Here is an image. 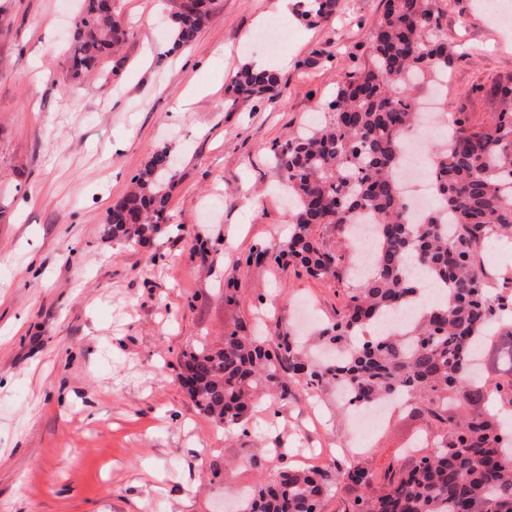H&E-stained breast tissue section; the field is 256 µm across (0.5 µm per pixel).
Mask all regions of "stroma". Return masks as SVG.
<instances>
[{
  "label": "stroma",
  "instance_id": "35a3bbf8",
  "mask_svg": "<svg viewBox=\"0 0 512 512\" xmlns=\"http://www.w3.org/2000/svg\"><path fill=\"white\" fill-rule=\"evenodd\" d=\"M294 6L281 51L254 35L277 0H218L196 42L172 49L171 0H121L130 35L103 70L67 75L78 0H0V512H236L259 471L325 448L326 469L409 466L422 422L406 407L361 452L334 387L264 403L225 430L178 381L196 341L236 322L267 334L335 322L344 284L247 255L288 236L275 154L326 112L336 82L369 58L386 0H336L307 24ZM459 54L439 112L494 123L496 86L512 82V27L478 0H437ZM276 69L272 96L231 102L238 68ZM200 96L177 111L189 88ZM177 159L173 228L113 239L105 217L156 147ZM207 242V253L196 251ZM239 302L227 304L225 288Z\"/></svg>",
  "mask_w": 512,
  "mask_h": 512
}]
</instances>
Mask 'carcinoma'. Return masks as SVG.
Listing matches in <instances>:
<instances>
[{
	"mask_svg": "<svg viewBox=\"0 0 512 512\" xmlns=\"http://www.w3.org/2000/svg\"><path fill=\"white\" fill-rule=\"evenodd\" d=\"M117 2L82 0L71 79L97 70L126 40ZM217 2L179 0L172 49L194 43ZM311 2L301 17L318 21L334 10L335 0ZM368 45L369 62L342 76L325 123L278 154L294 206L290 232L277 252L260 250L277 264L347 285L345 312L320 333L336 360L308 359L289 331L274 340L237 324L222 345L183 354L180 380L199 411L228 428L244 423L258 397L284 403L298 387L316 391L340 379L360 401L406 396L410 415L430 433L428 452L407 469L389 464L372 496L369 464L296 469L281 453L279 468L245 494L240 512H325L341 480L355 492L343 512H512V444L503 441L500 413L488 408L512 407V279L502 278L497 294L488 295L483 260L491 234L512 235V84L497 89L492 125L456 121L453 140L433 154L430 176L450 224L436 210L412 221L398 181L404 133L417 117L414 89L420 77L448 73L456 50L440 33L435 0H387ZM278 84L275 71L244 65L233 101L261 100ZM173 169L169 150L151 155L107 213L112 238L140 241L169 223ZM364 215L378 226L379 246L373 273L353 281L351 228ZM338 238L346 248H336ZM412 265L447 284L440 301L418 311L410 338L361 340V332L420 291L408 276Z\"/></svg>",
	"mask_w": 512,
	"mask_h": 512,
	"instance_id": "1",
	"label": "carcinoma"
}]
</instances>
